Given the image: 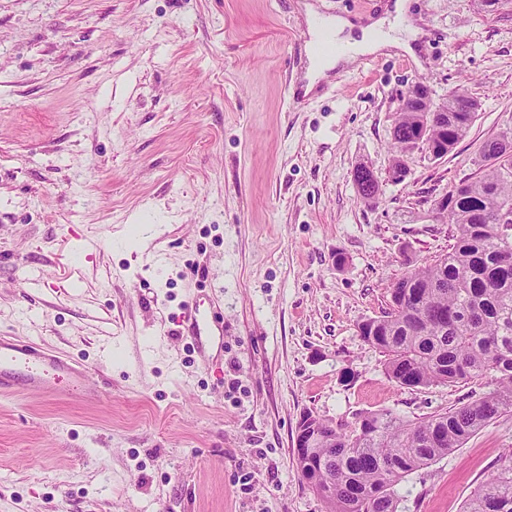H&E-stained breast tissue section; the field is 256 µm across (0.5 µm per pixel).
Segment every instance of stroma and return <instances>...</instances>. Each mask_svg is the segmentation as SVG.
<instances>
[{"instance_id": "35a3bbf8", "label": "stroma", "mask_w": 512, "mask_h": 512, "mask_svg": "<svg viewBox=\"0 0 512 512\" xmlns=\"http://www.w3.org/2000/svg\"><path fill=\"white\" fill-rule=\"evenodd\" d=\"M300 3L0 0V336L102 394L0 395V512H326L296 467L303 414L417 421L491 390L400 386L358 325L447 254L437 200L512 128V0H410L425 52L334 70L293 106ZM418 82L478 116L394 182ZM191 301L224 321L203 354L168 333ZM510 451L512 412L399 482L398 512H462Z\"/></svg>"}]
</instances>
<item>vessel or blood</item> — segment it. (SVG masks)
Wrapping results in <instances>:
<instances>
[{
	"instance_id": "obj_1",
	"label": "vessel or blood",
	"mask_w": 512,
	"mask_h": 512,
	"mask_svg": "<svg viewBox=\"0 0 512 512\" xmlns=\"http://www.w3.org/2000/svg\"><path fill=\"white\" fill-rule=\"evenodd\" d=\"M181 333L194 351H203L212 330L196 307H189ZM84 370L76 361L30 341L0 336V392L19 388L46 389L51 383L64 382L72 395H79Z\"/></svg>"
}]
</instances>
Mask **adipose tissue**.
<instances>
[{
    "instance_id": "ef3b65f1",
    "label": "adipose tissue",
    "mask_w": 512,
    "mask_h": 512,
    "mask_svg": "<svg viewBox=\"0 0 512 512\" xmlns=\"http://www.w3.org/2000/svg\"><path fill=\"white\" fill-rule=\"evenodd\" d=\"M388 14L394 19L393 29L389 32L385 31L384 21L380 18L358 27L348 18H324L318 15L314 7H307L306 22L311 38L317 40L322 34H331L340 50L326 57L310 58L304 92H312L319 80L327 78L330 71L353 65L359 56L390 49L413 53L419 30L408 16L405 0H395Z\"/></svg>"
}]
</instances>
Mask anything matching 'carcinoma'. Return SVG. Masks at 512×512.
I'll return each instance as SVG.
<instances>
[{
  "instance_id": "cac0c4a2",
  "label": "carcinoma",
  "mask_w": 512,
  "mask_h": 512,
  "mask_svg": "<svg viewBox=\"0 0 512 512\" xmlns=\"http://www.w3.org/2000/svg\"><path fill=\"white\" fill-rule=\"evenodd\" d=\"M478 109L477 101L455 90L438 105L420 98L401 106L393 128L392 178L425 123H431V140L450 151L466 136ZM481 154L484 168L450 187V205L438 211L455 226L450 251L396 281L390 310L369 319L363 340L378 346L389 376L400 385L488 377L493 388L420 421L370 413L374 428L368 433L357 424L342 431L321 418L315 426L302 424L330 449L324 470L334 496L313 486L327 512H397L393 487L406 475L512 412V130L488 139ZM356 185L367 203L378 198L379 182L363 174ZM463 512H512V454L473 492Z\"/></svg>"
}]
</instances>
